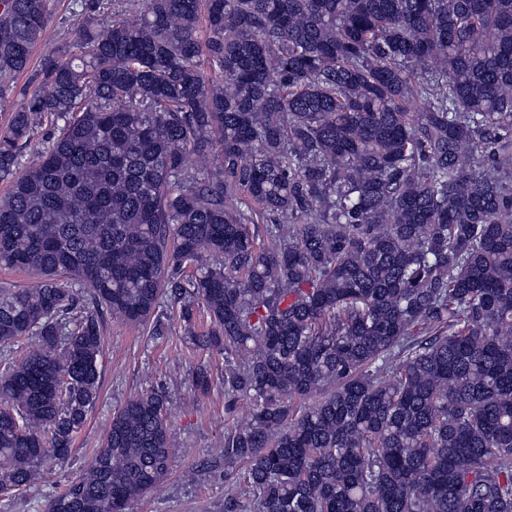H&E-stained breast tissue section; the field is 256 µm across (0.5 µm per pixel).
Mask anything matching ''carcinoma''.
Masks as SVG:
<instances>
[{"mask_svg":"<svg viewBox=\"0 0 512 512\" xmlns=\"http://www.w3.org/2000/svg\"><path fill=\"white\" fill-rule=\"evenodd\" d=\"M49 4L0 0L1 103ZM124 4L0 131V495L70 456L103 311L170 301L250 405L225 512H512V0ZM170 421L128 399L47 512H131Z\"/></svg>","mask_w":512,"mask_h":512,"instance_id":"obj_1","label":"carcinoma"}]
</instances>
